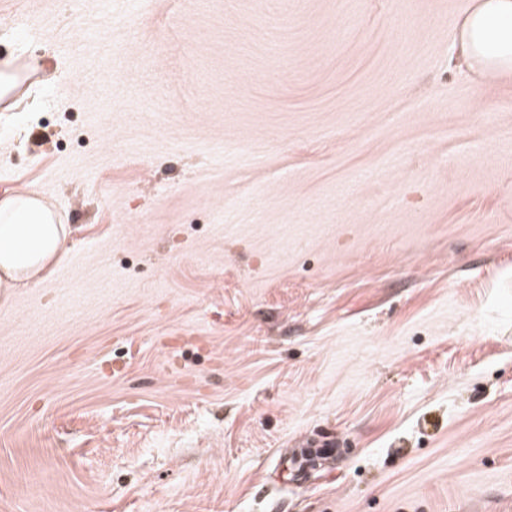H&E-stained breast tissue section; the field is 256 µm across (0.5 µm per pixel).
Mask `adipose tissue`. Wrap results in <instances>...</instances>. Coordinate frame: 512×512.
Listing matches in <instances>:
<instances>
[{
	"label": "adipose tissue",
	"mask_w": 512,
	"mask_h": 512,
	"mask_svg": "<svg viewBox=\"0 0 512 512\" xmlns=\"http://www.w3.org/2000/svg\"><path fill=\"white\" fill-rule=\"evenodd\" d=\"M471 72L512 74V0H473L455 48ZM68 235L54 211L27 195L0 197V288L47 277Z\"/></svg>",
	"instance_id": "obj_1"
}]
</instances>
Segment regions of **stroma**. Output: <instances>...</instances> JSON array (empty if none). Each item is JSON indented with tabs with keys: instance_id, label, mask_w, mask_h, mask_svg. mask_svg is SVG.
Wrapping results in <instances>:
<instances>
[{
	"instance_id": "1",
	"label": "stroma",
	"mask_w": 512,
	"mask_h": 512,
	"mask_svg": "<svg viewBox=\"0 0 512 512\" xmlns=\"http://www.w3.org/2000/svg\"><path fill=\"white\" fill-rule=\"evenodd\" d=\"M471 4L0 0L40 66L0 192L69 229L0 291V512H512V78L459 68Z\"/></svg>"
}]
</instances>
